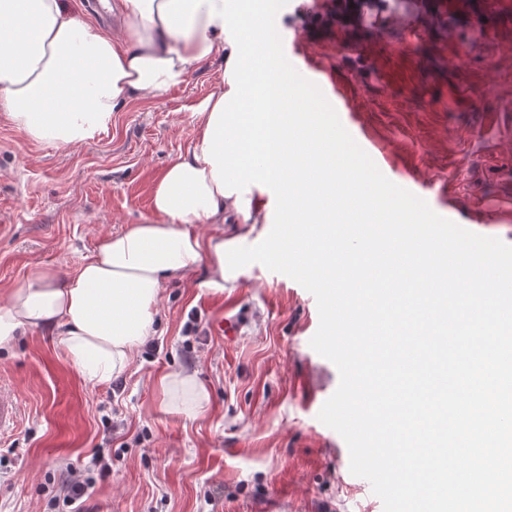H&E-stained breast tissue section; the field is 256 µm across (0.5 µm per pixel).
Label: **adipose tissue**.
I'll list each match as a JSON object with an SVG mask.
<instances>
[{"instance_id":"1","label":"adipose tissue","mask_w":512,"mask_h":512,"mask_svg":"<svg viewBox=\"0 0 512 512\" xmlns=\"http://www.w3.org/2000/svg\"><path fill=\"white\" fill-rule=\"evenodd\" d=\"M163 2L100 0L101 9L120 17L113 31L79 20L69 0H0V114L33 143L83 145L111 127L127 99L179 86L214 56L230 60L223 22L208 6L184 35L162 21ZM230 89L218 81L197 109L188 149L153 183L149 216L103 237L75 273L38 268L0 301V350L23 332L58 328L73 366L106 384L148 341L168 281L203 265L204 288L223 291L232 251L222 226L236 199L221 194L202 147L212 112ZM204 224L215 232L201 234ZM161 387L171 411L192 416L209 405L194 371L169 373Z\"/></svg>"}]
</instances>
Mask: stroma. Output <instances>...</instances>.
<instances>
[{
  "mask_svg": "<svg viewBox=\"0 0 512 512\" xmlns=\"http://www.w3.org/2000/svg\"><path fill=\"white\" fill-rule=\"evenodd\" d=\"M503 0H411L394 14L367 0L355 17L336 0H288L276 28L287 59L347 104L339 118L393 183L442 217L512 245V19ZM221 58L187 81L112 115L96 140L56 149L30 142L0 117V299L37 268L74 273L105 234L150 210L160 171L183 152ZM255 224L224 239L253 246L270 232L274 193ZM206 267L171 280L153 322V351L94 384L67 360L56 331L34 330L0 352V392L19 408L0 436V512H50L71 471L95 453L84 512H384L348 471V447L318 414L339 372L310 340L315 297L259 263L236 270L220 294ZM243 328L229 339L226 312ZM194 369L210 405L167 410L160 378Z\"/></svg>",
  "mask_w": 512,
  "mask_h": 512,
  "instance_id": "stroma-1",
  "label": "stroma"
}]
</instances>
